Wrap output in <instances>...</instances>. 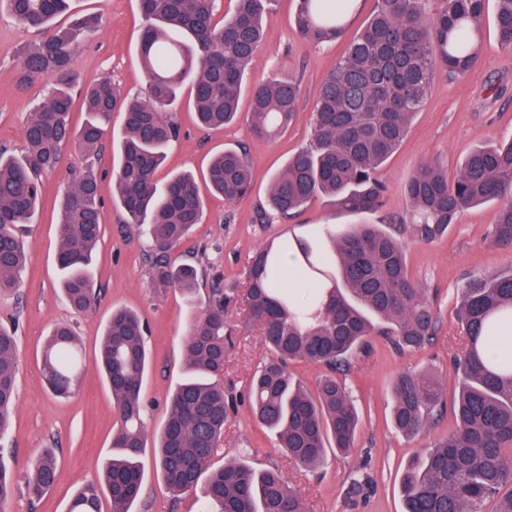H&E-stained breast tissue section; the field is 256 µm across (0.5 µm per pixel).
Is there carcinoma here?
Segmentation results:
<instances>
[{
  "label": "carcinoma",
  "instance_id": "cac0c4a2",
  "mask_svg": "<svg viewBox=\"0 0 512 512\" xmlns=\"http://www.w3.org/2000/svg\"><path fill=\"white\" fill-rule=\"evenodd\" d=\"M494 10L488 11V2ZM72 0H0V10L19 22L47 29L69 12ZM357 0H298L295 26L314 46L343 37ZM271 0H234L215 18V0H139L146 20L139 59L148 82L145 97L122 92L105 79L84 90L87 118L80 129L68 122L76 80L70 68L81 37L98 18L76 22L23 49L22 77L44 78L50 94L25 127L19 155L0 149V294L10 291L25 266L20 232L38 215L39 178L54 169L63 150L91 155L112 122L123 114L119 163L112 198L125 223L143 228L149 242L153 287L177 288L191 303L185 336L188 377L172 393L158 434L157 467L169 490L179 493L204 481L213 512H305L276 467L254 469L242 451L226 454L224 430L230 406L224 395L225 356L233 346L232 304L244 306L245 322L259 328L272 357L249 380L254 416L276 433L278 447L304 467H318L328 449L352 451L360 419L340 376L354 354L376 334L394 337L400 348L432 342L438 320L407 268L406 244L377 224H353L328 233V245L270 241L251 257L241 294L211 289L208 303L194 306L198 268L173 265L170 252L200 223L204 196L192 175L157 178L179 129L169 114L181 91H190L198 121L208 128L234 122L253 68ZM494 23L502 49L512 53V0H375L371 18L350 38L345 55L322 81L312 110V139L288 158L269 186V212L287 220L317 197H327L349 215L375 212L387 186L381 169L405 138L440 72L462 76L478 63L484 29ZM247 115L253 136L271 140L293 121L299 82L277 77L250 88ZM206 184L226 202L248 197L253 170L247 155L226 149L209 165ZM101 180L90 165L61 202L58 263L69 306L84 313L97 301L92 262L102 235ZM409 230L430 243L465 211L493 203L492 241L512 248V140L470 151L453 176L429 163L406 182ZM267 212V213H269ZM267 213L260 220H269ZM291 257L293 268L284 260ZM464 347L453 370L463 379L446 408L439 380L402 373L392 385L391 418L406 436L423 433L451 411L453 429L406 468L401 488L404 512H482L481 505L512 484V350L489 361L486 347L512 329V272L472 278L458 310ZM14 334L0 327V436L16 406ZM305 360L325 369L311 393L288 373ZM95 364L117 411L112 453L100 482L82 485L67 512H100L106 496L112 512H132L142 483L138 458L146 443L141 388L149 369L145 327L127 308L112 309ZM44 377L59 396L74 393L82 369L79 339L68 324L54 326L43 350ZM224 464L215 465L217 456ZM58 468L46 448L31 467L27 489L40 497ZM14 479L0 453V509L11 498Z\"/></svg>",
  "mask_w": 512,
  "mask_h": 512
}]
</instances>
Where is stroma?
Here are the masks:
<instances>
[{"mask_svg":"<svg viewBox=\"0 0 512 512\" xmlns=\"http://www.w3.org/2000/svg\"><path fill=\"white\" fill-rule=\"evenodd\" d=\"M73 7L75 12L101 18L100 28L83 37L72 60L77 84L85 87L107 77L126 92L145 94L146 79L138 56L144 20L138 0H75ZM294 11V0H276L266 16L263 43L249 75L253 82L288 74L298 79V112L282 135L269 141L255 139L243 121L221 129L201 128L184 99L176 110L180 136L168 150L159 180L177 172L202 178L210 158L227 148L246 149L254 168L250 196L228 203L221 196L205 195L200 224L170 254L174 264L197 266L196 303L200 306L205 305L213 284L242 289L250 257L266 242L315 239L324 227L338 230L356 221L395 223L407 214L403 186L421 163L433 160L453 173L475 147L512 138V55L501 50L489 27L484 31L478 66L469 75L435 81L406 139L384 164L382 178L388 192L382 209L353 217L319 198L293 221L260 222L270 179L291 154L309 145L311 113L321 82L346 48L342 40L319 46L305 42L295 29ZM42 36V31L0 13V148H24L28 119L48 95L46 80L23 81L18 57L21 47ZM121 126V116L113 115L95 158L66 148L59 167L43 176L39 221L23 238L26 269L13 294L0 297V325L14 330L18 354L16 410L7 436L0 439V449L8 455L17 482L5 512H65L82 484L98 480L111 451L117 416L95 358L103 328L116 306L138 311L149 329L150 367L142 386L147 440L140 457L143 480L134 512H200L202 508L200 489L172 494L156 470L155 439L167 415L168 399L186 376L184 337L190 308L180 291L161 292L152 287L147 243L125 224L112 202V172L117 165L113 141ZM89 163L102 181V238L92 267L99 296L90 311L78 315L61 292L56 225L63 195ZM495 218L496 206L488 203L466 212L431 244L408 238L409 273L434 304L438 333L424 348L405 350L395 349L390 337L375 336L367 351L353 356L346 384L360 416L355 447L349 455L328 456L317 470L290 460L243 400L251 375L269 351L258 329L244 325L242 307L229 308L236 331L225 362L224 390L234 397L235 410L224 432L225 448L247 449L255 468L279 467L307 504V512H403L405 468L424 448L448 435L453 420L447 415L419 436H404L390 421L392 382L403 372L427 371L439 379L445 402L457 395L459 378L451 362L461 349L456 319L461 288L471 276L512 269V250L495 246L490 238ZM58 323L74 325L86 362L80 386L68 398L54 396L42 374L44 340ZM46 447L58 451L57 481L42 497L33 499L26 489L27 474ZM356 479L364 480L362 490H353Z\"/></svg>","mask_w":512,"mask_h":512,"instance_id":"stroma-1","label":"stroma"}]
</instances>
